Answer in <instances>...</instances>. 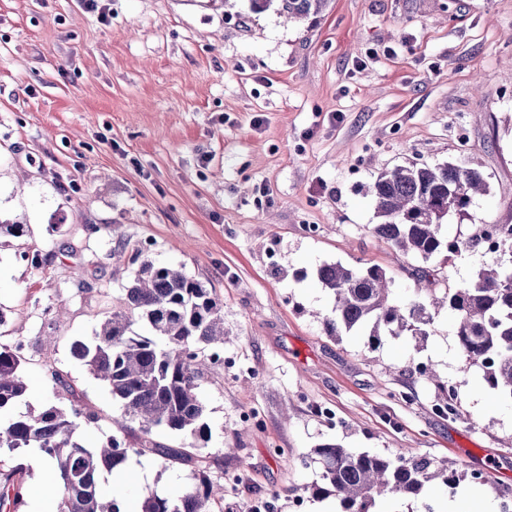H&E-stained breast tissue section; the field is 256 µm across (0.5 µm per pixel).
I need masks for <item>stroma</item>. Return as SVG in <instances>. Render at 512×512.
I'll return each instance as SVG.
<instances>
[{
  "instance_id": "obj_1",
  "label": "stroma",
  "mask_w": 512,
  "mask_h": 512,
  "mask_svg": "<svg viewBox=\"0 0 512 512\" xmlns=\"http://www.w3.org/2000/svg\"><path fill=\"white\" fill-rule=\"evenodd\" d=\"M0 0V344H26L19 409L66 400L100 417L87 440L123 436L121 404L70 354L94 336L130 282L126 249L183 268L224 303V370L198 393L210 432L198 455L224 484L213 512L274 502V512H339L310 495L307 457L336 441L389 455L407 448L488 473L427 484L371 512H497L512 499V402L459 352L448 309L426 340L328 336L325 264L376 265L392 297L411 271L472 281L477 248L429 261L371 232L366 189L411 162L480 170L485 194L443 233L512 224V0H328L313 23L287 24L248 0ZM39 265H31L30 255ZM453 385L467 419L442 417L416 370ZM335 410L334 418L320 413ZM187 466L131 456L127 502L178 493Z\"/></svg>"
}]
</instances>
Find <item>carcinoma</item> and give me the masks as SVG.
<instances>
[{
	"mask_svg": "<svg viewBox=\"0 0 512 512\" xmlns=\"http://www.w3.org/2000/svg\"><path fill=\"white\" fill-rule=\"evenodd\" d=\"M327 0H250L254 12L270 8L290 22L317 19ZM486 187L482 172L445 163L412 162L381 172L369 186L380 222L372 232L404 255L428 261L445 251L448 257L480 246L478 235L446 238L444 219L462 215L471 195ZM129 264L137 266L118 307L89 341L77 340L72 355L103 381L122 405L121 427L137 434L136 447L109 435L87 442L82 433L100 417L74 403L51 405L35 414L17 410L27 394L22 376L24 343L0 345V450L29 448L56 474L58 512H124L122 490L105 495L104 471L121 470L130 454L158 457L164 468H193V484L176 496L153 493L139 512H212L224 500L223 487L209 468L198 463L197 443L206 438V407L198 396L206 370L223 368V303L200 281L172 265L156 263L142 248ZM322 287L334 296L326 333L361 332L369 346L383 336L424 339L433 322L430 308H448L455 315L462 356L478 366L498 397L512 400V266L495 259L469 283L436 292L432 274H414V297L403 303L390 298L385 272L377 267L347 268L324 264L317 270ZM143 322L148 334L132 331ZM422 376L441 394L437 411L462 417L457 395L429 367ZM158 429L183 436L181 448H165L153 440ZM312 462L319 480L309 486L315 497L336 496L344 512H369L381 496L415 498L434 480L451 486L461 478L478 482L480 472L449 469L400 448L387 456L357 452L336 442L318 445ZM20 465L0 467V507L15 512L25 504L27 487Z\"/></svg>",
	"mask_w": 512,
	"mask_h": 512,
	"instance_id": "1",
	"label": "carcinoma"
}]
</instances>
